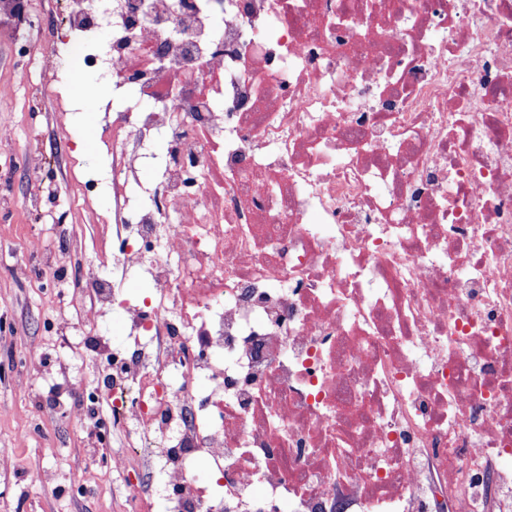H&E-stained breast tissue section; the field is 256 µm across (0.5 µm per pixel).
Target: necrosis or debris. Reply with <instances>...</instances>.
Masks as SVG:
<instances>
[{"label": "necrosis or debris", "instance_id": "necrosis-or-debris-1", "mask_svg": "<svg viewBox=\"0 0 512 512\" xmlns=\"http://www.w3.org/2000/svg\"><path fill=\"white\" fill-rule=\"evenodd\" d=\"M59 4L155 285L94 342L113 463L168 512H512V0ZM96 330L104 336H109L112 342L118 346L127 344L120 308H114L106 317L101 318Z\"/></svg>", "mask_w": 512, "mask_h": 512}]
</instances>
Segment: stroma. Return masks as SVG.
<instances>
[{"label": "stroma", "mask_w": 512, "mask_h": 512, "mask_svg": "<svg viewBox=\"0 0 512 512\" xmlns=\"http://www.w3.org/2000/svg\"><path fill=\"white\" fill-rule=\"evenodd\" d=\"M43 19L42 28L13 21L0 25V316L12 326L0 339V512H120L131 484L147 493L145 512H164L158 468L130 459L112 470L105 458L120 450L115 435L95 448L86 431L70 426L49 408L58 384L93 382L102 371L85 334L84 314L73 305L83 297L81 269L97 257L112 233L114 202L109 190L112 154L100 149L66 155L56 129L58 102L70 104L68 131L75 143L100 139L102 108L110 86L84 65L75 47L62 51L67 79L61 100L44 96L52 79L42 62L57 0H24ZM94 179L100 201L94 211L78 206L77 182ZM39 350L48 368L37 383L12 370L17 356ZM82 481L87 492L72 495Z\"/></svg>", "instance_id": "obj_1"}]
</instances>
